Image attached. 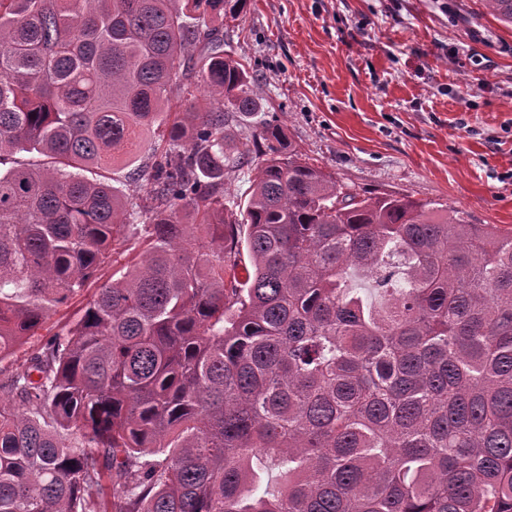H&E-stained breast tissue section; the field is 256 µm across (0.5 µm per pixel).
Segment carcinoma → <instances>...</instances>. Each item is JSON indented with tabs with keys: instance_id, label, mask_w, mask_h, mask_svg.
Masks as SVG:
<instances>
[{
	"instance_id": "obj_1",
	"label": "carcinoma",
	"mask_w": 512,
	"mask_h": 512,
	"mask_svg": "<svg viewBox=\"0 0 512 512\" xmlns=\"http://www.w3.org/2000/svg\"><path fill=\"white\" fill-rule=\"evenodd\" d=\"M245 2L0 0V361L149 241L0 380V512H512V229L229 138Z\"/></svg>"
}]
</instances>
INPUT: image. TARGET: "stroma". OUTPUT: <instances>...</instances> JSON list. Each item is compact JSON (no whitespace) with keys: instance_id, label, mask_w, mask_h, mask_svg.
I'll use <instances>...</instances> for the list:
<instances>
[{"instance_id":"stroma-1","label":"stroma","mask_w":512,"mask_h":512,"mask_svg":"<svg viewBox=\"0 0 512 512\" xmlns=\"http://www.w3.org/2000/svg\"><path fill=\"white\" fill-rule=\"evenodd\" d=\"M224 49L259 87L260 121L338 183L400 193L512 227V24L481 0H247ZM87 286L0 362H23L70 325Z\"/></svg>"}]
</instances>
